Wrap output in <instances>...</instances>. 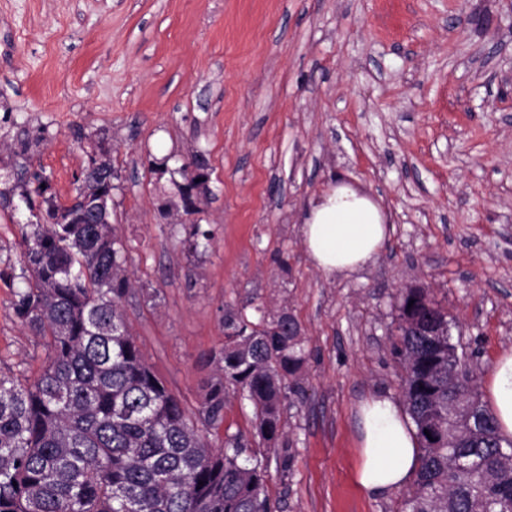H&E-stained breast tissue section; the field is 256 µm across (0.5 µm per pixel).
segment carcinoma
<instances>
[{"mask_svg":"<svg viewBox=\"0 0 512 512\" xmlns=\"http://www.w3.org/2000/svg\"><path fill=\"white\" fill-rule=\"evenodd\" d=\"M208 158L182 166L198 188ZM115 169H89L86 189L110 194ZM128 249L110 224L35 223L25 255L19 317L49 337L48 363L32 383L0 371V512H271L261 461L228 435L238 392L254 408L255 434L272 449L281 439L287 391L299 384L308 352L293 315L253 307L224 312V350L214 358L199 421L185 412L143 357L121 303L134 288ZM393 350L419 441V468L396 512H512V440L473 378L460 387L466 412L448 414V337L439 344L412 324L453 325L425 289L398 306ZM204 485H198V482Z\"/></svg>","mask_w":512,"mask_h":512,"instance_id":"cac0c4a2","label":"carcinoma"}]
</instances>
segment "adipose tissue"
I'll use <instances>...</instances> for the list:
<instances>
[{"label": "adipose tissue", "mask_w": 512, "mask_h": 512, "mask_svg": "<svg viewBox=\"0 0 512 512\" xmlns=\"http://www.w3.org/2000/svg\"><path fill=\"white\" fill-rule=\"evenodd\" d=\"M313 266L328 277L348 275L377 261L387 238V215L371 197L337 184L310 203L300 228ZM485 402L502 438L512 439V351L492 364ZM419 442L410 418L386 396L359 407L356 482L368 496L383 497L412 481Z\"/></svg>", "instance_id": "ef3b65f1"}]
</instances>
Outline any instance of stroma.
<instances>
[{"label":"stroma","mask_w":512,"mask_h":512,"mask_svg":"<svg viewBox=\"0 0 512 512\" xmlns=\"http://www.w3.org/2000/svg\"><path fill=\"white\" fill-rule=\"evenodd\" d=\"M105 139L120 179L112 222L135 288L122 304L146 361L198 416L224 312L291 313L310 357L275 450L229 395L212 431L248 440L272 512H395L403 493L355 484L356 413L402 400L391 331L404 289L455 321L477 385L512 350V0H0V369L35 381L49 349L21 320L38 176L73 199ZM205 152L211 195L189 225L158 211ZM344 181L380 203L377 261L326 277L300 227Z\"/></svg>","instance_id":"35a3bbf8"}]
</instances>
